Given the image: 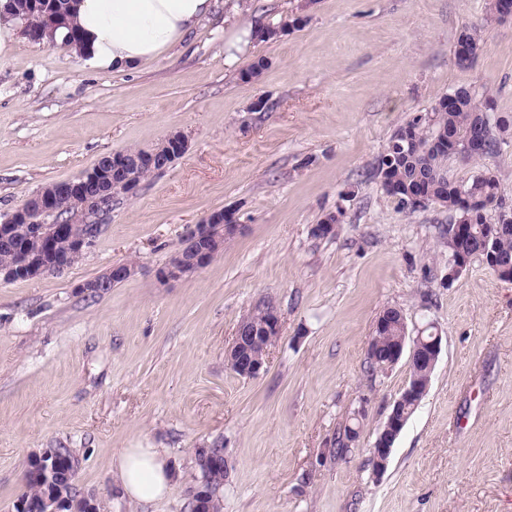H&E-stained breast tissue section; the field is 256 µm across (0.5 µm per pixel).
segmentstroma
<instances>
[{"label": "stroma", "mask_w": 512, "mask_h": 512, "mask_svg": "<svg viewBox=\"0 0 512 512\" xmlns=\"http://www.w3.org/2000/svg\"><path fill=\"white\" fill-rule=\"evenodd\" d=\"M486 7L218 0L174 48L124 73L20 39L0 60V215L173 131L188 150L113 200L82 261L0 282V512L46 448L72 449L80 489L104 512H189L194 451L215 443L228 461L222 512H512V282L475 260L445 284L453 214L402 211L378 175L397 130L457 89L490 100V120L512 119V18L484 23ZM473 24L481 50L463 68L454 50ZM260 57L268 68L244 78ZM488 168L512 205V128L494 156L449 159L448 176L465 184ZM221 208L240 224L223 254L160 281L187 225ZM334 212V233L313 237ZM130 261L128 280L83 290ZM262 304L281 331L265 371L244 378L225 351ZM388 308L442 345L380 474L369 450L410 375L405 359L366 371ZM351 428V447L329 453ZM123 448L164 450V499L122 496Z\"/></svg>", "instance_id": "stroma-1"}]
</instances>
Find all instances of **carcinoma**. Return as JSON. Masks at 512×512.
<instances>
[{
  "mask_svg": "<svg viewBox=\"0 0 512 512\" xmlns=\"http://www.w3.org/2000/svg\"><path fill=\"white\" fill-rule=\"evenodd\" d=\"M49 10L60 19V26L52 29L44 24L42 9L35 4L42 0H5V11L12 14L24 29L39 35L40 42L55 45L53 35L64 32L62 45L73 46L81 42L74 23L77 0H48ZM457 42H464L469 56L456 57L460 66H470L480 49V37L475 26H466ZM489 102H479L465 88L456 90L455 103L450 108L434 107L425 114L413 116L389 142L379 167L382 187L393 185L389 195L398 199L400 207L408 212L429 205H437L456 213L454 223L448 225V259L464 253L471 258L483 259L489 249L501 263H512V211H506V201L496 173L486 169L466 186L448 177V158L457 154L456 148L476 132L487 140V153L497 151L498 141L487 119ZM411 134L410 147L402 150L403 135ZM500 210L496 223L488 221L490 209ZM393 323L392 328H382L378 334L379 349L370 358V368L382 370L393 337L403 332L396 313L383 318ZM212 489L201 512L222 510L221 490L224 486V469L209 471Z\"/></svg>",
  "mask_w": 512,
  "mask_h": 512,
  "instance_id": "cac0c4a2",
  "label": "carcinoma"
}]
</instances>
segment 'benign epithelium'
Wrapping results in <instances>:
<instances>
[{"instance_id": "7a95c632", "label": "benign epithelium", "mask_w": 512, "mask_h": 512, "mask_svg": "<svg viewBox=\"0 0 512 512\" xmlns=\"http://www.w3.org/2000/svg\"><path fill=\"white\" fill-rule=\"evenodd\" d=\"M188 149V140L179 131L168 134L156 147L153 153L144 157L123 158L108 161L102 166H96L78 182L69 183L73 195L74 206L64 217L60 216L53 195L42 192L35 203L25 204L10 213L0 222V238H12L11 225L25 224L29 233L28 241L16 244L17 249L28 247V242L37 243L44 253L56 249L59 240L69 234L72 224L85 225L82 236L71 240L72 257L80 260L93 246L99 236L102 225L91 221V218L112 209V199L117 196H129L137 192L136 183L130 171L146 162L151 166L165 168L177 158L183 156ZM235 212L229 209L211 213L200 224L187 228L185 238L189 247L174 255L168 263L159 270V278L163 281L179 280L183 277L197 274L204 270L213 256L224 251V241L232 237L239 229ZM66 268L63 263L30 264L19 267H0V282H12L20 277L31 279L44 275L58 273ZM136 266L120 264L104 274L99 281L100 286L123 282L130 278ZM280 332V318L277 311H272L268 320L262 323L242 322L238 325L236 336L227 350V359L236 363L241 376L254 378L265 368L269 350L262 355L253 353L252 347L260 343L270 331ZM410 348L409 364H427L435 368L441 350V336L431 332L428 339L423 341L421 336H411L405 332L396 337L386 359V367L397 364L405 348ZM429 383H420L409 378L407 385L394 402L386 422L380 427L370 452L379 471L387 468L388 459L395 440L405 424V416L400 411L406 406V399L413 397L420 402L427 393ZM67 468V474L78 473V464L72 462L67 454L55 452L50 448L40 453L32 454L28 459V479L41 485L52 486L59 478L60 470ZM95 497L85 494H64L55 491L31 503L17 500L11 512H95Z\"/></svg>"}]
</instances>
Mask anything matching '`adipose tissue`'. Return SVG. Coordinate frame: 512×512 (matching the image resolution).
<instances>
[{
  "label": "adipose tissue",
  "mask_w": 512,
  "mask_h": 512,
  "mask_svg": "<svg viewBox=\"0 0 512 512\" xmlns=\"http://www.w3.org/2000/svg\"><path fill=\"white\" fill-rule=\"evenodd\" d=\"M214 7L215 0H79L77 51L95 68L133 71L159 58ZM112 468L130 501L152 503L170 491L171 474L159 449H122Z\"/></svg>",
  "instance_id": "1"
}]
</instances>
